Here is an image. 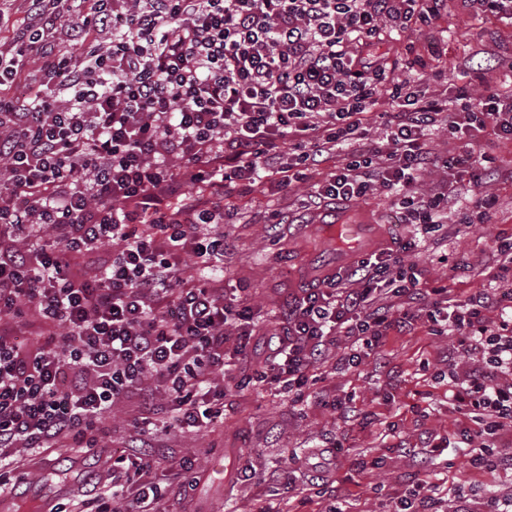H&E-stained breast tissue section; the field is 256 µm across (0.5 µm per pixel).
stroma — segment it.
I'll list each match as a JSON object with an SVG mask.
<instances>
[{"mask_svg":"<svg viewBox=\"0 0 512 512\" xmlns=\"http://www.w3.org/2000/svg\"><path fill=\"white\" fill-rule=\"evenodd\" d=\"M438 38L440 54L428 44ZM388 56L415 57L425 68L413 78L429 82L431 91L477 96L483 78L502 91L512 92V22L481 20L463 8L461 0L448 7L430 29L409 30L386 38L381 46ZM501 57L502 65L484 75L478 63L486 56ZM441 82H433V72ZM492 173L483 186L496 203L492 221L463 227L459 219L469 204L471 187L456 184L448 204L445 232L422 234L420 225L402 223L393 197L372 191L365 198L336 205L337 215L375 225L378 234L399 243L419 237L418 248L406 255L415 263L426 288H447L459 298L480 290L497 291L496 237L512 235V139L493 141ZM275 169L264 182L241 197L226 199L233 212L224 225V286L227 295L244 300L261 330H281V313L300 288L335 264L334 248L323 246L310 225L320 223L325 208L308 203V187L295 185L277 192ZM279 223H269L271 213ZM340 347H331L316 379L302 394L264 389L253 380L255 361L233 360V384L224 391V423L183 434L157 436L161 455L152 471L164 497L161 512H253L255 500L269 492L271 478H279L282 512H319V504L300 506L301 491L310 487L318 471L334 472L335 491L351 512H392L397 497L411 484L428 477L436 483L444 512H451L448 489L459 484L475 488L471 506L484 512L488 500L499 502L501 512H512V467L488 473L471 472V424L449 398L447 370L464 376L472 360L460 353L458 335H430L420 319L390 332L358 367L337 368ZM130 399H122L112 413V445L82 455L73 448L20 450L6 474V492L0 498L10 506L40 504L54 496L53 512H76L78 496L57 495L58 486L77 473L106 474L112 451L126 444L134 431ZM340 449L331 460L319 457L323 446ZM194 459L197 480L184 483L182 464Z\"/></svg>","mask_w":512,"mask_h":512,"instance_id":"35a3bbf8","label":"stroma"}]
</instances>
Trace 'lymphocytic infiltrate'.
I'll return each instance as SVG.
<instances>
[{"label":"lymphocytic infiltrate","mask_w":512,"mask_h":512,"mask_svg":"<svg viewBox=\"0 0 512 512\" xmlns=\"http://www.w3.org/2000/svg\"><path fill=\"white\" fill-rule=\"evenodd\" d=\"M22 19L0 7V471L15 449L96 448L112 407L135 393L138 445L114 457L111 486L94 512H158L150 474L160 428H215L224 420L227 329L236 351L266 354L259 383L303 390L328 339L343 337V365L400 324L424 314L432 335L456 331L476 356L452 398L482 442L470 464L494 463L493 435L512 428V292L435 300L403 256L414 241L372 254L354 288L330 275L285 311L282 332L253 336L244 308L225 302L224 280L186 274L224 256L220 224L239 182L283 162L279 190L308 185L312 204L375 189L394 196L413 224L439 231L448 189L415 186L455 170L477 191L462 217L485 224L493 196L480 190L487 154L478 133L512 135V97L485 85L451 103L413 80L392 79L388 56L370 54L383 33L426 26L447 0H22ZM75 43L80 54L67 49ZM389 107L381 154L364 116ZM454 145L436 151L432 127ZM357 142L319 181L340 143ZM113 254L102 255L105 243ZM401 298L390 316L378 290ZM138 476L134 505L123 489Z\"/></svg>","instance_id":"lymphocytic-infiltrate-1"}]
</instances>
